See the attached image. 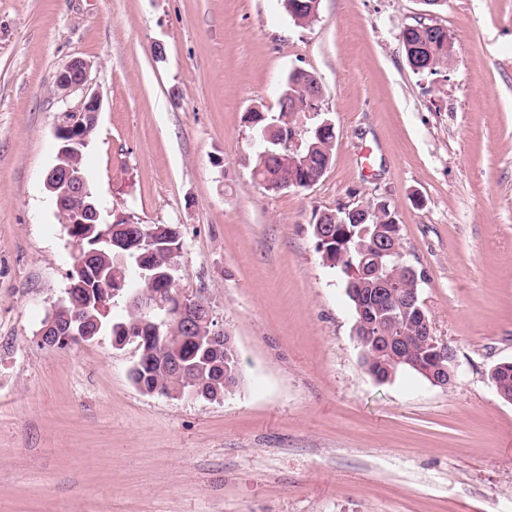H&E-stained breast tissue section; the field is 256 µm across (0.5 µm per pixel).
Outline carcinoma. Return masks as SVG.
I'll return each mask as SVG.
<instances>
[{
    "label": "carcinoma",
    "mask_w": 512,
    "mask_h": 512,
    "mask_svg": "<svg viewBox=\"0 0 512 512\" xmlns=\"http://www.w3.org/2000/svg\"><path fill=\"white\" fill-rule=\"evenodd\" d=\"M288 15L297 23H311L318 12L310 11L314 0H281ZM422 23L417 21L402 30L410 67L421 66L420 58L436 61L433 73L448 65V53L440 41L439 33L419 32ZM246 121L254 123L257 131L253 157L252 177L261 186L267 183L302 181L304 175L315 176L332 160L334 143L312 131L308 143L297 158L296 165L288 154L284 136L293 122L292 113L280 106L276 122L280 133L264 139L266 120L249 116ZM345 217L342 210L324 211L318 215L322 235H313L316 251L331 268L339 269L345 277L348 298L357 297L362 304L370 303L372 288L379 277L395 279L401 285L398 292L419 287L423 279L420 272L410 276L404 272L397 255L381 250L378 244V227L390 224L391 214L384 209L372 210L364 222L347 220L345 224L336 219ZM153 228L151 252L128 250L120 240L111 236L107 224H70L71 238L80 243L81 251L73 257L69 272L72 291L45 317L42 325L52 323L43 336V341L57 348L80 344L88 336L95 338L109 328L119 344L137 328V323L147 320L151 331L147 337L136 336L139 353L150 350L147 358H140L130 371L134 384H144L156 393L171 397L180 391H188L204 385L201 398L217 401L236 388L243 380L236 348L226 346L221 352L210 347L207 336L214 322L207 321L210 303L203 301L196 313L195 331L186 338L174 339L167 335L171 319L165 305L164 291L175 281L174 272L182 250L181 240L167 239L163 224H134L132 232L138 234ZM387 313L397 317V326L402 328L406 340V355L410 360L420 361L416 368L402 363L382 352L379 344L383 340L376 336H363L361 361L367 372L384 383L400 372H410L424 380L429 377L422 369L441 366L432 349L421 344L417 338L420 312L415 308L405 309L395 299Z\"/></svg>",
    "instance_id": "obj_1"
}]
</instances>
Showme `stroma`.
Wrapping results in <instances>:
<instances>
[{"label": "stroma", "instance_id": "stroma-1", "mask_svg": "<svg viewBox=\"0 0 512 512\" xmlns=\"http://www.w3.org/2000/svg\"><path fill=\"white\" fill-rule=\"evenodd\" d=\"M431 14L455 53L409 67ZM101 100L85 172L101 220L175 224L187 295L243 369L216 402L141 392L135 345L41 346L74 250L44 185L70 60ZM320 78L332 162L306 189L251 176L254 107ZM387 202L425 279L450 388L363 368L316 213ZM512 0H0V512H512ZM318 2L315 12L310 11L309 3ZM288 15L297 23H311L318 15L320 0H281ZM422 23L425 24L424 20ZM422 23L421 21H415L414 24L406 25L401 32L406 40V42L403 41L406 58L410 67L414 70V67H419L424 64L420 63V54H422L425 60L431 56L437 62L434 66V70L429 71V69L426 68L424 71L429 74H437L442 67L448 66V53L440 41L438 31L430 33L429 30H426L424 32L426 41L422 40V35L418 31V29L423 27ZM406 43L412 46L418 45L419 48L412 47L408 49Z\"/></svg>", "mask_w": 512, "mask_h": 512}]
</instances>
